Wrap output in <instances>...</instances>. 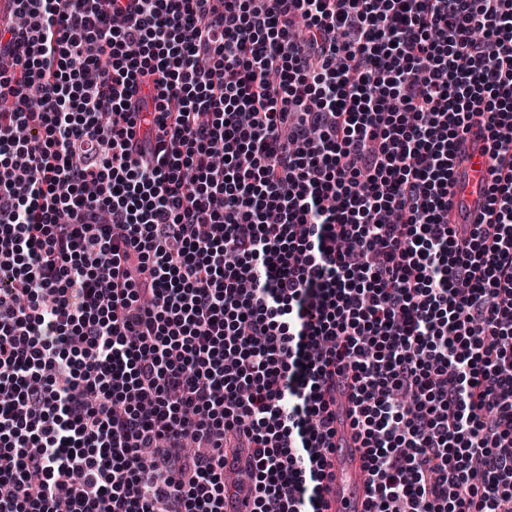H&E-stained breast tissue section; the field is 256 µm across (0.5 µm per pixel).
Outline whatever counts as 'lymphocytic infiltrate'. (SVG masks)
Here are the masks:
<instances>
[{"label":"lymphocytic infiltrate","instance_id":"1","mask_svg":"<svg viewBox=\"0 0 512 512\" xmlns=\"http://www.w3.org/2000/svg\"><path fill=\"white\" fill-rule=\"evenodd\" d=\"M5 14L0 512H321L341 375L368 512H512V0ZM488 143L482 127L474 125L458 144L453 160V174L448 185L452 206L448 221L473 224L486 207L485 188L492 180Z\"/></svg>","mask_w":512,"mask_h":512}]
</instances>
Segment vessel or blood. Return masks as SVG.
<instances>
[{
    "instance_id": "vessel-or-blood-1",
    "label": "vessel or blood",
    "mask_w": 512,
    "mask_h": 512,
    "mask_svg": "<svg viewBox=\"0 0 512 512\" xmlns=\"http://www.w3.org/2000/svg\"><path fill=\"white\" fill-rule=\"evenodd\" d=\"M493 161L482 127L473 126L458 144L448 185V221L470 224L486 206L485 188ZM353 403L347 385L336 387V446L328 455L322 501L324 512H365L369 490L363 450L351 426Z\"/></svg>"
}]
</instances>
